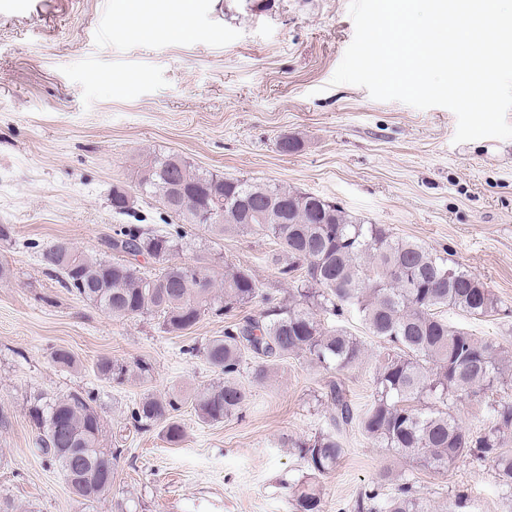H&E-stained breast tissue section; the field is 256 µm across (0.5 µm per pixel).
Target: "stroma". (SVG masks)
Segmentation results:
<instances>
[{
  "mask_svg": "<svg viewBox=\"0 0 512 512\" xmlns=\"http://www.w3.org/2000/svg\"><path fill=\"white\" fill-rule=\"evenodd\" d=\"M114 0H0V499L23 512H292L289 483L306 466L288 439L326 430L320 394L341 382L356 410L372 399L373 355L380 342L357 316L328 325L360 338L370 355L341 373L305 358L277 361L266 383L248 392L241 417L200 424L192 404L179 419L186 434L169 444L161 426L133 427L128 410L147 393L178 386L194 392L216 380L204 355L184 346L223 335L229 321L258 316L264 296L283 298L288 281L272 240L187 226L178 258L206 252L250 267L262 295L230 316H202L181 334L158 315L111 318L46 273L38 246L64 238L104 258L122 216L113 188L125 189L146 228L162 233L180 220L140 192L139 164L177 154L227 178L275 182L343 207L358 221L383 224L481 276L498 302L475 319L444 310L449 323L503 345L512 361V139L454 143L448 109L419 110L378 101L360 86L330 80L354 37L349 0H129L125 26ZM160 17L191 37L146 32ZM299 147L282 152V139ZM64 348L74 368L55 365ZM110 360L124 379L103 376ZM148 372L137 373L139 363ZM89 393L103 423V446L120 449L112 491L89 503L36 451L29 416L34 396ZM345 454L321 478L324 512H350L379 474L407 471L391 451L357 427L341 435ZM438 512L464 489L469 512H512L492 462L459 460L448 473L416 469Z\"/></svg>",
  "mask_w": 512,
  "mask_h": 512,
  "instance_id": "1",
  "label": "stroma"
}]
</instances>
